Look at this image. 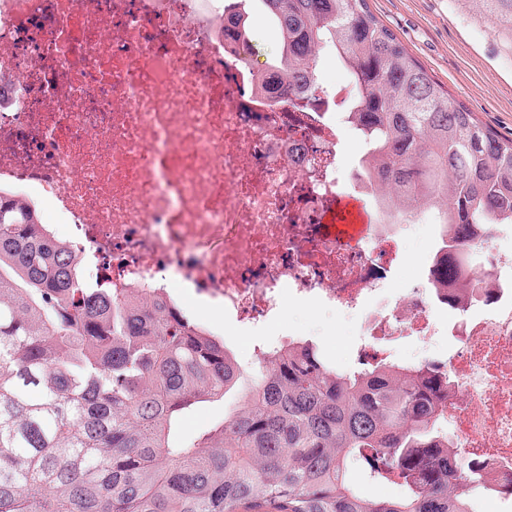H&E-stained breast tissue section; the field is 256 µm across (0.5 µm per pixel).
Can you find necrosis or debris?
Listing matches in <instances>:
<instances>
[{"label": "necrosis or debris", "instance_id": "necrosis-or-debris-1", "mask_svg": "<svg viewBox=\"0 0 512 512\" xmlns=\"http://www.w3.org/2000/svg\"><path fill=\"white\" fill-rule=\"evenodd\" d=\"M229 0H0V192L50 201L66 242L98 285L170 299L189 288L253 331L286 301L361 315L363 362L379 341L424 346L455 336L448 445L482 478L472 512L512 483V251L481 241L477 314L438 324L451 288L389 300L413 224L439 216L383 207L354 168L371 215L349 245L330 230L341 204L336 110L353 97L322 90L278 107L254 90L257 69L224 40Z\"/></svg>", "mask_w": 512, "mask_h": 512}]
</instances>
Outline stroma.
Listing matches in <instances>:
<instances>
[{"label": "stroma", "mask_w": 512, "mask_h": 512, "mask_svg": "<svg viewBox=\"0 0 512 512\" xmlns=\"http://www.w3.org/2000/svg\"><path fill=\"white\" fill-rule=\"evenodd\" d=\"M377 19L389 28L442 87L500 135L512 138V35L495 19L480 13L472 0H368ZM248 24L255 59L269 64L277 56L279 35L258 6L249 9ZM436 244L428 225H416L401 244L404 266L391 283V298L402 297L425 278L427 258ZM359 320L309 303L286 307L273 333L295 330L318 347L331 363L357 366ZM394 361L417 364L447 359L456 349L445 335L423 348L407 336L391 338Z\"/></svg>", "instance_id": "stroma-1"}]
</instances>
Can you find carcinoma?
Returning a JSON list of instances; mask_svg holds the SVG:
<instances>
[{"label": "carcinoma", "mask_w": 512, "mask_h": 512, "mask_svg": "<svg viewBox=\"0 0 512 512\" xmlns=\"http://www.w3.org/2000/svg\"><path fill=\"white\" fill-rule=\"evenodd\" d=\"M280 35L259 88L294 104L327 49L355 89L365 174L397 210L448 216L434 284L473 288L471 251L512 224V139L445 91L368 0H258ZM512 33V0H475ZM247 11L224 16L246 41ZM38 211L0 194V512H470L478 468L448 452L433 363L333 366L263 353L245 382L224 339L160 300L98 288ZM240 394L191 437L182 418ZM401 486L368 495L352 471Z\"/></svg>", "instance_id": "carcinoma-1"}]
</instances>
